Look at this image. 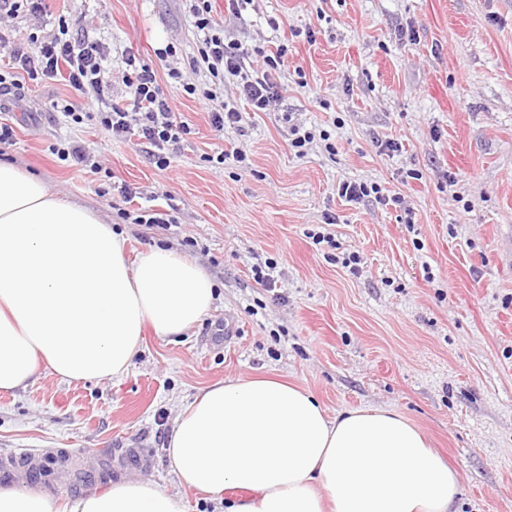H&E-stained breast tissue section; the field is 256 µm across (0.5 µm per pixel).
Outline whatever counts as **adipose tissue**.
<instances>
[{"mask_svg": "<svg viewBox=\"0 0 512 512\" xmlns=\"http://www.w3.org/2000/svg\"><path fill=\"white\" fill-rule=\"evenodd\" d=\"M195 262L155 249L137 264L123 234L0 161V391L38 369L68 383L128 372L146 330L179 336L209 311ZM167 453L180 485L224 512H456L459 476L395 411L328 416L307 389L254 376L217 382L185 404ZM242 490L225 498L227 489ZM0 512H189L153 481L66 501L0 486Z\"/></svg>", "mask_w": 512, "mask_h": 512, "instance_id": "1", "label": "adipose tissue"}]
</instances>
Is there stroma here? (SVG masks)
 Segmentation results:
<instances>
[{"label":"stroma","instance_id":"35a3bbf8","mask_svg":"<svg viewBox=\"0 0 512 512\" xmlns=\"http://www.w3.org/2000/svg\"><path fill=\"white\" fill-rule=\"evenodd\" d=\"M49 5L48 25L82 18L108 47L119 100L125 51L151 64L166 90L168 67L197 51L182 0ZM404 33L413 44L401 45ZM224 38L254 51L257 65L287 46L276 80L288 91L254 112L226 77L244 129L221 134L197 101L178 97L192 133L164 170L135 141L53 111L51 100L78 97L65 81L11 100L15 141L0 159L124 232L130 260L170 248L216 286L201 322L178 337L147 333L120 378L68 384L43 370L26 388L0 391V452L29 449L45 464L41 479L19 484L65 498L148 479L181 493L190 512H224L180 488L168 437L198 390L264 375L309 389L332 416L402 414L457 471L460 512H512V0H254L225 17ZM168 45L174 56L158 60L155 49ZM288 114L328 131L334 153L316 141L297 154ZM63 140L82 144L91 166L51 154ZM380 141L399 152L380 154ZM237 150L249 171L214 163ZM343 180L402 194L412 218L339 197ZM124 184L140 192L132 203ZM123 206L173 222L134 224L118 217ZM327 213L335 224L325 225ZM310 230L331 233L335 247L314 245ZM351 253L356 276L340 263ZM269 259L281 303L253 278ZM127 448L147 464L114 466Z\"/></svg>","mask_w":512,"mask_h":512}]
</instances>
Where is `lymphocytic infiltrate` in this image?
<instances>
[{
    "instance_id": "obj_1",
    "label": "lymphocytic infiltrate",
    "mask_w": 512,
    "mask_h": 512,
    "mask_svg": "<svg viewBox=\"0 0 512 512\" xmlns=\"http://www.w3.org/2000/svg\"><path fill=\"white\" fill-rule=\"evenodd\" d=\"M198 35L195 56L188 58L185 69L172 68L168 76L177 85L181 96L197 100L207 110L214 131L239 128L243 116L228 100L218 99L217 86L225 77L236 80L240 95L253 111L267 112L279 101L285 90L273 74L284 64L285 49L264 55L259 68L248 67V51L241 45L225 42L224 26L213 14V0H184ZM108 48L92 40L87 33H74L66 17H59L55 29L44 34L28 33L26 43L12 47L10 68L0 71V94H9L22 81L46 83L64 79L68 85L98 105L97 112H84L82 104L65 102L61 113L74 123L97 122L114 137H137L145 145L153 163L165 169L192 130L176 111L172 96L157 81L154 69L135 53H126V87L129 101L117 104L112 100L111 86L106 78ZM208 78L209 87L196 84L195 75Z\"/></svg>"
}]
</instances>
